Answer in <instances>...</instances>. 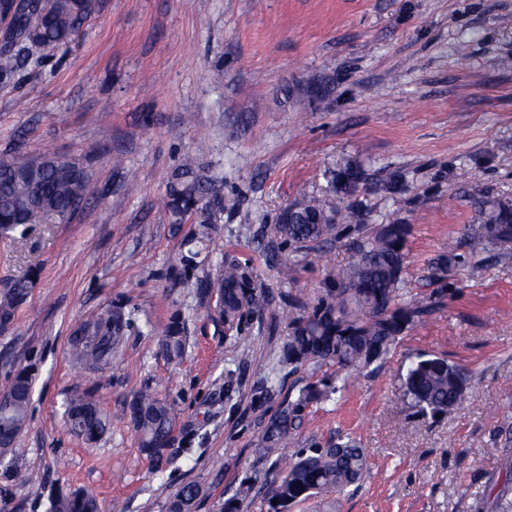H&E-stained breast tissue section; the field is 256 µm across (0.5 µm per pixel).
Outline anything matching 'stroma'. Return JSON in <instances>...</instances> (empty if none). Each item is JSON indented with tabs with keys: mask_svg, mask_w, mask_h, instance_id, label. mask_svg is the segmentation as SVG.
<instances>
[{
	"mask_svg": "<svg viewBox=\"0 0 512 512\" xmlns=\"http://www.w3.org/2000/svg\"><path fill=\"white\" fill-rule=\"evenodd\" d=\"M86 166L90 191L64 219L0 236V284L32 277L0 331V386L29 366L26 427L0 460V512H48L51 491L95 494L102 512H166L185 485L194 512H264L283 476L260 431L288 396L336 365L279 364L287 317L303 312L352 256L350 227H409L404 298L433 313L348 387L306 409L292 449L355 439L362 480L294 512H486L512 454V253L478 234L482 208L512 203V0H100L68 44L30 48L0 81V151ZM200 169L234 202L183 269L195 214L162 208L175 176ZM339 207L329 243L284 244L287 207ZM455 247L446 285L429 263ZM294 262L280 280L271 256ZM249 261L270 297L262 316L224 330L203 287L225 257ZM118 304L132 317L105 369L74 367L73 327ZM180 315L182 361L152 325ZM468 372L460 408L412 415L399 386L417 355ZM150 389L177 416L170 462L155 471L123 410ZM93 392L111 417L86 446L63 403ZM24 481H14L16 471Z\"/></svg>",
	"mask_w": 512,
	"mask_h": 512,
	"instance_id": "stroma-1",
	"label": "stroma"
}]
</instances>
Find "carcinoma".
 <instances>
[{
  "mask_svg": "<svg viewBox=\"0 0 512 512\" xmlns=\"http://www.w3.org/2000/svg\"><path fill=\"white\" fill-rule=\"evenodd\" d=\"M95 0H35L34 21L42 43L56 46L68 41L93 12ZM21 62L20 53L0 52V78L11 76ZM30 158L11 151L0 152V235H9L35 224L39 219L64 218L73 203L89 191L85 167L67 160L45 168L29 170ZM203 179L186 170L171 187L166 208L173 214L192 209ZM227 203L218 192L200 210L193 241L201 246L217 232L216 214ZM356 232L361 224L341 226L329 222L323 207L314 200L302 205L290 223L276 225L289 243L320 242L336 237L341 228ZM487 242L503 253L512 250V205L497 204L480 225ZM408 228L404 224H381L352 242L353 259L339 273L328 277L321 295L305 313L288 322L290 334L283 345L280 362L295 367H319L334 363L360 370L383 359L400 337L432 311L419 302H400L404 283ZM453 247L431 262L434 278L443 283L448 269L456 263ZM32 280H12L0 289V329L12 324L15 313L26 300ZM209 288L221 300V315L230 322L244 315L262 313L269 301L247 263L228 257L219 266ZM130 318L120 306H108L78 325L69 337L73 360L91 370L112 362L122 349ZM151 331L160 336L161 350L171 361L185 354L186 336L177 317ZM468 377L458 366L439 357L420 355L402 377L401 392L415 413L440 416L459 407L466 396ZM33 370L18 369L0 391L10 400L0 406V455L7 452L25 424L30 408ZM345 383L322 379L299 389L295 399L263 425L261 442L272 454L288 444L304 411L327 402L342 392ZM65 415L70 430L86 444L93 445L107 432L110 419L86 393L69 399ZM126 415L139 433L141 451L162 470L169 462L167 444L176 418L174 405L143 390L126 406ZM366 469V456L349 438L329 447L299 448L288 460L285 474L266 501V512H291L296 505L333 493L340 494L359 482ZM203 493L196 484L184 486L167 504V512H190ZM50 512H101L98 499L79 489H56L50 497Z\"/></svg>",
  "mask_w": 512,
  "mask_h": 512,
  "instance_id": "cac0c4a2",
  "label": "carcinoma"
}]
</instances>
